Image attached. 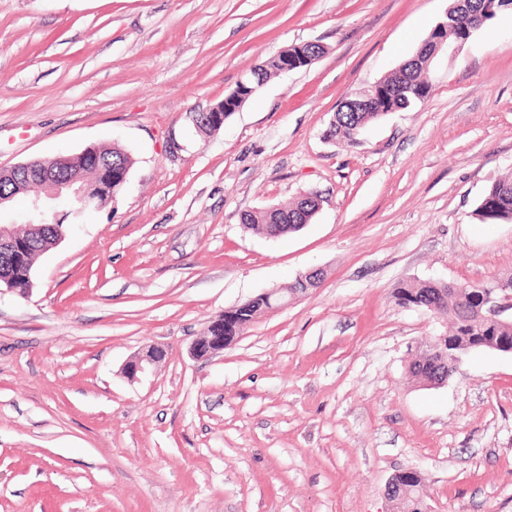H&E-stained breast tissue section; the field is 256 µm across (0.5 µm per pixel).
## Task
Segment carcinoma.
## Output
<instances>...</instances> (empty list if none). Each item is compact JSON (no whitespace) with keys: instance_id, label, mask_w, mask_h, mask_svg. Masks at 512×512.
<instances>
[{"instance_id":"cac0c4a2","label":"carcinoma","mask_w":512,"mask_h":512,"mask_svg":"<svg viewBox=\"0 0 512 512\" xmlns=\"http://www.w3.org/2000/svg\"><path fill=\"white\" fill-rule=\"evenodd\" d=\"M448 11L459 33L469 29L475 31L478 21L486 22L492 19V16L483 10L482 0H466L464 3L452 0ZM455 33H449L448 38H454ZM428 55L429 46L424 45L415 56L402 64L397 73L379 79L384 91L373 98L366 110L336 113L329 129V136L340 137L354 143L360 132L372 122L390 112L407 109L422 101L429 93V83L423 77ZM279 74L281 58L275 56L250 70L251 87H258L259 79L265 80ZM93 151L100 157L111 160L112 165L118 170L115 180L112 181V196H117L125 185L122 174L129 173L134 165L132 155L117 146L110 149L95 146ZM78 171L83 175L86 190L98 197V206L107 204L109 198L102 195L99 189V174L87 157L82 154L69 156L66 162L58 165V172L62 176ZM315 210V202L303 197L287 206L270 207L249 213L243 217V224L248 230L277 237L302 228L315 216ZM476 215L487 224L512 221V176L496 181L488 189L476 209ZM14 237L32 243L25 262L20 266L11 267L16 286L26 288L29 286V279L39 256L57 242L56 227L52 224L36 230L28 227L14 234ZM314 286L313 282L305 285L297 278L285 292L271 296L259 294L246 308H233L224 312V335H240L257 316L280 304L288 295L304 292L306 288ZM496 286L495 281L451 286L438 281L410 280L397 285L394 298L402 307H420L450 315L452 326L449 338L470 351L481 348L480 342L484 339L491 346H511L512 320L493 322L475 311L474 299L481 293H491ZM455 368L456 359L448 357V350L434 345H421L409 370L421 384L436 386L447 381L448 372ZM400 481L402 495L394 504L396 512H426L420 473H404L400 476Z\"/></svg>"}]
</instances>
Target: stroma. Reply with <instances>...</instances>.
Segmentation results:
<instances>
[{"label":"stroma","instance_id":"35a3bbf8","mask_svg":"<svg viewBox=\"0 0 512 512\" xmlns=\"http://www.w3.org/2000/svg\"><path fill=\"white\" fill-rule=\"evenodd\" d=\"M450 0H0V168L85 147L135 164L114 202L0 291V512H390L418 469L431 512H512V355L408 373L446 317L406 280L512 277V9L428 70L429 95L349 145L340 103L415 53ZM210 135L194 117L299 43ZM316 193L302 230L244 214ZM324 278L196 360L211 319L309 269ZM165 361L137 380L150 345ZM476 215L487 224L512 221V176L499 179L488 189ZM165 356L166 350L163 347L152 345L141 355L128 360L123 367V372L128 379L135 380L139 374L153 369Z\"/></svg>","mask_w":512,"mask_h":512}]
</instances>
